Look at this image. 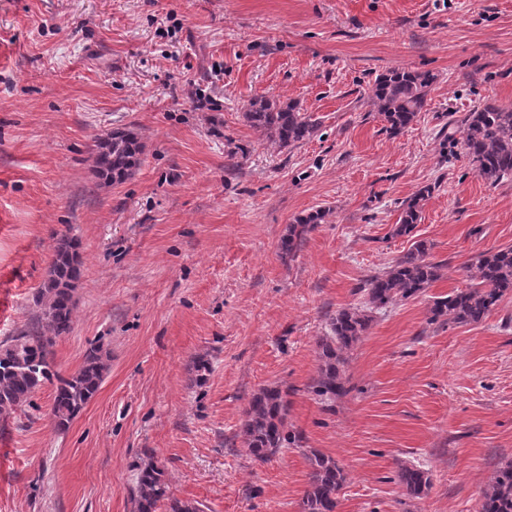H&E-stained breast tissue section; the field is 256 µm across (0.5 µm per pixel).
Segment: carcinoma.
Segmentation results:
<instances>
[{"instance_id": "obj_1", "label": "carcinoma", "mask_w": 512, "mask_h": 512, "mask_svg": "<svg viewBox=\"0 0 512 512\" xmlns=\"http://www.w3.org/2000/svg\"><path fill=\"white\" fill-rule=\"evenodd\" d=\"M434 82L430 73L391 69L379 75L369 90L387 130L397 133L407 128L426 104ZM250 127L281 148L308 140L315 123L295 102L280 103L260 97L252 100L244 113ZM461 139L448 134L452 143H461L465 156L477 173L487 180L512 177V108L486 102L467 113L458 128ZM143 145L138 135L114 130L100 139L94 158L97 175L104 186L121 184L140 166ZM431 188L420 190L404 204L396 236L412 232ZM325 217L316 211L298 219L282 243L292 254L305 239L310 225ZM431 246L417 241L396 258L381 274L364 285L361 307L343 308L329 317V331L318 337L320 364L308 392L326 408L347 393V379L341 366L347 353L369 329L372 310L394 306L420 294L441 278L442 264L429 259ZM473 283L434 300L429 321L471 324L483 321L502 297L512 293V247L480 253L475 261ZM81 275L74 240L60 236L47 276L35 293L39 315L15 336L0 341V415H8L25 404L46 384L55 387L51 416L64 429L97 393L103 381L109 354L103 346H91L81 366L68 376L56 368L52 346L56 338L72 330L75 302L73 291ZM288 401L277 386H267L254 394L245 410L240 435L246 451L258 461H266L282 448L299 441L286 422ZM308 485L301 512H336L339 493L345 482L336 459L316 449H305ZM398 483L411 497L421 496L430 485L428 472L415 464L403 463L397 470ZM135 512H201L170 491L163 470L153 461L137 467L134 488ZM479 512H512V463L499 468L483 490Z\"/></svg>"}]
</instances>
